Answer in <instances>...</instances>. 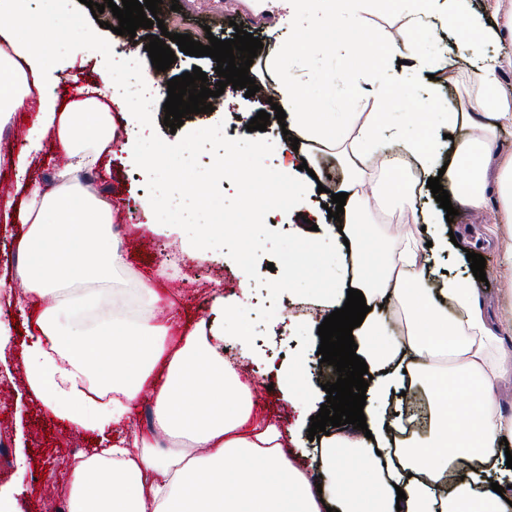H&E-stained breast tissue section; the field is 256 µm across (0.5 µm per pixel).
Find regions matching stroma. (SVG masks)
<instances>
[{
	"label": "stroma",
	"mask_w": 512,
	"mask_h": 512,
	"mask_svg": "<svg viewBox=\"0 0 512 512\" xmlns=\"http://www.w3.org/2000/svg\"><path fill=\"white\" fill-rule=\"evenodd\" d=\"M179 3L180 11L165 28H140L135 36L129 37L103 28L105 14H92L82 0H73L69 22L55 31L54 38L60 41L85 36L89 39V47L84 58L76 61L57 55L50 58L55 68V93L60 108L68 106V76L80 75L84 86L94 89L108 54L118 48L131 47L137 54H144L147 35H159L164 29L191 35L200 42L211 35L228 40L233 38L234 26L239 23L244 31L261 39L263 47L258 50V57L284 49V37L278 29L276 17L251 16L245 0H179ZM261 80L267 86L265 95L249 98L240 89L233 101L214 98L213 112L187 115L180 131L187 133L220 123L227 134H234L239 110L256 113L267 109L268 97L276 93L279 73L267 71ZM93 181L97 192L108 194L115 204L113 224L120 229L119 245L130 275L150 280L162 301L174 305L175 316L170 331L172 340L180 341L196 323L211 320L215 293L227 295L237 288V281L225 264V252L211 250L201 260L185 255L179 266L162 271L160 256L165 248L171 247L172 241L147 224L141 211L136 210L135 199L147 195L146 178L138 166L128 160L120 142H113ZM402 216V211L396 209L365 217L359 229L362 251L358 264L366 276L376 275L378 256L391 245V231L397 223L403 224L406 234L426 241L451 232L466 233L474 252L481 254L489 263L493 262L499 250L498 243L488 233L486 215L470 212L463 218L454 217L449 224L427 226L402 223ZM297 300L295 294H282L277 302L278 314L268 324L259 326L252 351L262 360L278 363L304 355L311 365H318L319 338L285 327L282 322V307ZM16 313V306L7 305L0 298V324L8 327L11 339L8 363L0 365V441L8 450L7 463L0 464V490H16L19 512H48L49 507L64 505L60 485L71 470L68 463L70 452L90 455L96 439L90 433L58 426L40 403L28 395L18 357L26 335L12 324L11 318ZM39 471L44 474V481L40 484L35 481V474Z\"/></svg>",
	"instance_id": "stroma-1"
}]
</instances>
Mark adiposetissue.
Returning <instances> with one entry per match:
<instances>
[{"instance_id": "ef3b65f1", "label": "adipose tissue", "mask_w": 512, "mask_h": 512, "mask_svg": "<svg viewBox=\"0 0 512 512\" xmlns=\"http://www.w3.org/2000/svg\"><path fill=\"white\" fill-rule=\"evenodd\" d=\"M53 2L41 29L9 38L10 53L0 54V121L25 109L27 76L48 78L44 37L67 18L72 0ZM374 2L254 0L256 12L278 16L287 29L290 62L284 70L280 58L266 60L281 70L276 101L288 114L289 133L253 139L255 158L271 152L281 157L278 170L265 171L256 196L273 198L283 178L316 151L337 150L348 171L340 186L347 195L346 238H353L366 214L388 207L417 211L412 187L381 148L387 139L423 177L447 164L452 205L492 210L490 233L509 241L498 253V268L512 276V153L492 149L499 128L512 126V93L499 83L512 56L484 50L500 40V31L487 25L472 0H387L406 27L381 40L373 54L366 52L362 32ZM460 22L465 29L458 53L468 62L469 89L457 110L448 111L440 98L429 96L414 114L418 134L390 125L385 109L404 81L386 66V58L400 53L413 70L441 74L447 57L423 55L418 36ZM314 39L329 54L358 60V67L332 73L331 82L357 97L373 94L379 111L340 117L322 106L305 111L304 88L318 74ZM151 71L150 57H140L131 80L121 61L113 60L97 89L128 110L125 149L147 172L162 165L144 140L148 110L168 94ZM444 128L465 135L448 144L440 136ZM48 137L68 158L51 188L30 176ZM114 138L112 117L96 98L80 102L78 111L63 112L54 91L45 89L15 163L24 199L0 203V213L18 216L25 228L17 242L24 259L18 277L30 303L41 307L35 319L24 322L28 391L60 423L101 436L129 418L150 378H162L149 430L135 435L132 447L112 445L74 468L64 489L67 512H324L329 505L335 512H507L512 507V469L501 446L512 442V414L501 411L492 394L494 388L512 387V351L502 346L503 337L512 335V307L490 321L483 291L469 276H447L434 291L425 286L437 251L450 248L460 257L462 248L445 238L428 246L398 230L375 277L328 267L336 286L319 295L320 317L306 322L321 325L323 316L343 307L348 289L363 293L369 311L354 333L360 338L357 354L371 376L363 409L368 429L337 427L304 469L284 454L280 424L252 422L255 388L218 353L224 343L239 347L241 361L252 358L246 336L227 329L223 317L227 310H242L241 295L250 289L255 269L237 268L240 297L216 296L215 320L196 325L175 349L169 325L154 313L160 298L149 281L135 284L138 313L113 309L106 283L126 268L111 233L114 206L110 198L86 192L79 176L101 166ZM371 157L386 172L377 182L367 171ZM66 286L81 287L76 300H59ZM381 300L401 312L403 339L386 336L373 310ZM440 357L452 365V375L431 367ZM273 372L284 397L297 399L301 420H308L317 399L313 392H297L304 361ZM417 379L430 392L428 433L416 447L401 450L395 441L406 419L396 395Z\"/></svg>"}]
</instances>
